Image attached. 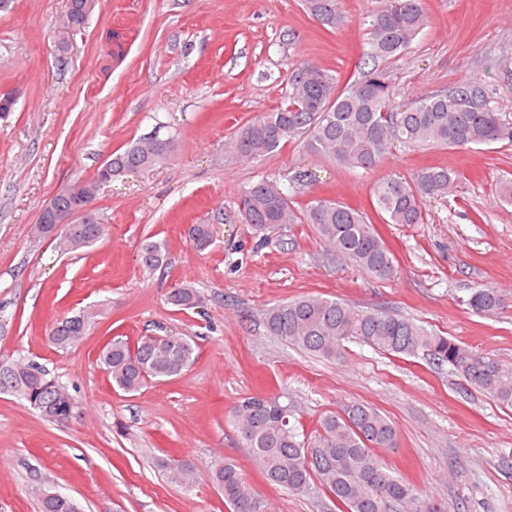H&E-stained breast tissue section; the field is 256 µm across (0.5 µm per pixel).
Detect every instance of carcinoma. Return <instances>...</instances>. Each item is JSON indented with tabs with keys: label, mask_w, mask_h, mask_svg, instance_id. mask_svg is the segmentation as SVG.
Segmentation results:
<instances>
[{
	"label": "carcinoma",
	"mask_w": 512,
	"mask_h": 512,
	"mask_svg": "<svg viewBox=\"0 0 512 512\" xmlns=\"http://www.w3.org/2000/svg\"><path fill=\"white\" fill-rule=\"evenodd\" d=\"M305 10L324 28L343 22L338 0H303ZM86 19L79 0L67 14L58 45L70 46V35ZM428 24L424 0H384L366 17V55L372 67L345 86L326 69L307 61L298 63L288 78L287 104L261 112L239 127L228 143L236 156L253 161L270 155L292 140L327 155L350 169L369 170L395 144L430 147L512 143V121L491 106L487 89L463 83L449 91L422 93L397 101L398 92L381 64L407 50ZM171 141L140 139L113 153L112 177L148 171L166 161ZM456 176L441 167H425L411 181L386 179L373 188L374 207L389 224L423 222L426 198H448ZM237 218L251 226L258 245L272 231L286 232L293 224L313 225L330 260L353 264L371 277L388 279L396 273L392 254L367 215L333 199L314 198L302 211L292 206L275 179L263 177L245 189ZM106 225L71 224L59 234L72 252L93 246ZM214 240V225L196 224L191 238L198 251ZM138 262L152 272L163 267L166 245L151 237L140 241ZM180 309L202 307L200 292L183 283L168 297ZM471 312L494 317L505 299L493 288H471L459 299ZM96 312L83 309L55 320L49 341L66 349L81 344L92 328ZM267 332L294 348L331 359L344 342L358 340L397 357L425 356L452 368L471 388L512 409V365L429 330L416 320L382 310H362L339 299L304 295L264 311ZM196 345L182 336L147 334L131 345L115 337L100 351L98 362L112 384L127 393L148 382L182 376L194 364ZM9 391L53 421L72 418L78 403L68 388L34 361L18 359L0 364V392ZM233 419L265 480L303 495L314 480L331 493L341 512H441L433 501L394 475L376 454L394 448L397 432L373 406L353 402L341 412L326 414L313 434L297 426L291 405L276 398L248 397L233 411ZM153 466L168 481L189 491L197 469L186 458L155 457ZM209 479L223 494L232 512H269L267 502L247 483L237 464L224 457L211 463ZM41 512H79L67 496L40 489Z\"/></svg>",
	"instance_id": "carcinoma-1"
}]
</instances>
